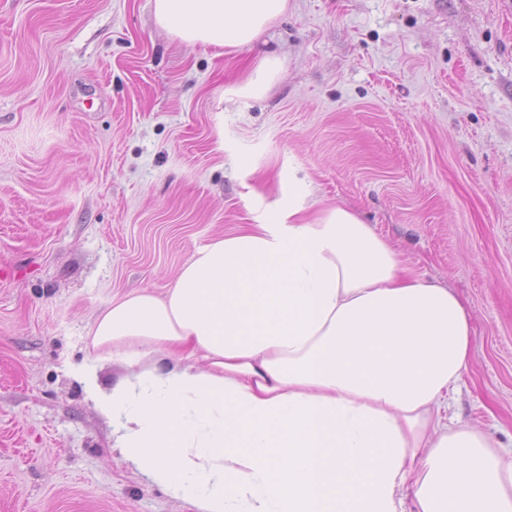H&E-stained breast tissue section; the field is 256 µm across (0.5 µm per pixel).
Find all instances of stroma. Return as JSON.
<instances>
[{
    "label": "stroma",
    "instance_id": "obj_1",
    "mask_svg": "<svg viewBox=\"0 0 512 512\" xmlns=\"http://www.w3.org/2000/svg\"><path fill=\"white\" fill-rule=\"evenodd\" d=\"M268 54L282 72L238 87ZM356 210L471 316L448 416L512 451V0H288L229 54L151 0H0V512H196L86 401V336L289 204Z\"/></svg>",
    "mask_w": 512,
    "mask_h": 512
}]
</instances>
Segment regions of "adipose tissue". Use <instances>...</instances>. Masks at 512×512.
<instances>
[{
	"instance_id": "obj_1",
	"label": "adipose tissue",
	"mask_w": 512,
	"mask_h": 512,
	"mask_svg": "<svg viewBox=\"0 0 512 512\" xmlns=\"http://www.w3.org/2000/svg\"><path fill=\"white\" fill-rule=\"evenodd\" d=\"M288 0H153L190 45L252 44ZM252 224L164 296L97 316L80 374L132 469L199 512H512V456L448 421L472 328L353 210ZM119 361L127 376L102 382Z\"/></svg>"
}]
</instances>
